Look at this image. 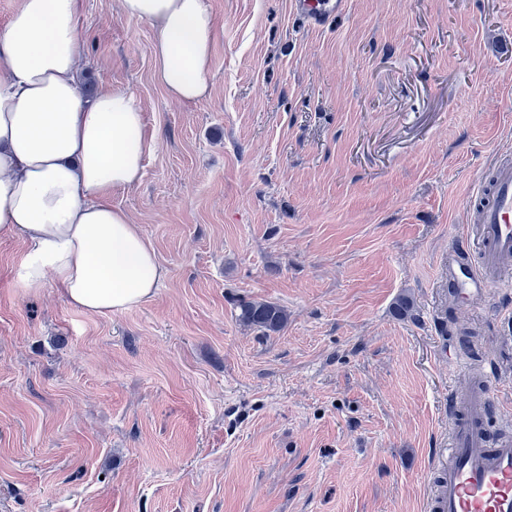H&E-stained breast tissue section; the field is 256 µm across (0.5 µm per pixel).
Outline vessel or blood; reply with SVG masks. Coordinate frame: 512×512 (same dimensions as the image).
<instances>
[{
	"instance_id": "vessel-or-blood-1",
	"label": "vessel or blood",
	"mask_w": 512,
	"mask_h": 512,
	"mask_svg": "<svg viewBox=\"0 0 512 512\" xmlns=\"http://www.w3.org/2000/svg\"><path fill=\"white\" fill-rule=\"evenodd\" d=\"M307 26L333 23L347 0H292ZM474 226L448 252V299L459 306L487 302L492 290H512V163L483 176L467 200ZM483 386L448 392V442L436 452V490L428 512H512V418L502 417L496 438L485 422L493 409L485 387L498 371L480 365Z\"/></svg>"
}]
</instances>
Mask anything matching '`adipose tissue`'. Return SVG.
Wrapping results in <instances>:
<instances>
[{"mask_svg": "<svg viewBox=\"0 0 512 512\" xmlns=\"http://www.w3.org/2000/svg\"><path fill=\"white\" fill-rule=\"evenodd\" d=\"M156 29L155 77L192 103L212 91L215 22L206 0H119ZM81 0H21L0 28V237L29 249L24 288L54 281L89 314L152 297L166 277L150 243L111 194L141 179L144 116L124 90L85 99L77 78Z\"/></svg>", "mask_w": 512, "mask_h": 512, "instance_id": "1", "label": "adipose tissue"}]
</instances>
